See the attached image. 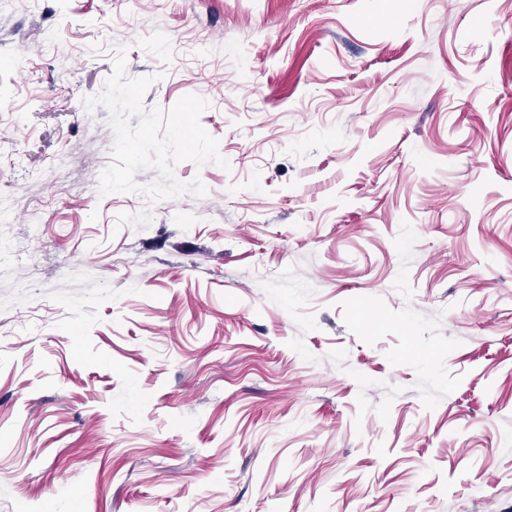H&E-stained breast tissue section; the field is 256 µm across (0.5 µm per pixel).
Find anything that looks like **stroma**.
Wrapping results in <instances>:
<instances>
[{
  "mask_svg": "<svg viewBox=\"0 0 512 512\" xmlns=\"http://www.w3.org/2000/svg\"><path fill=\"white\" fill-rule=\"evenodd\" d=\"M403 2L0 0V512H512V0Z\"/></svg>",
  "mask_w": 512,
  "mask_h": 512,
  "instance_id": "35a3bbf8",
  "label": "stroma"
}]
</instances>
